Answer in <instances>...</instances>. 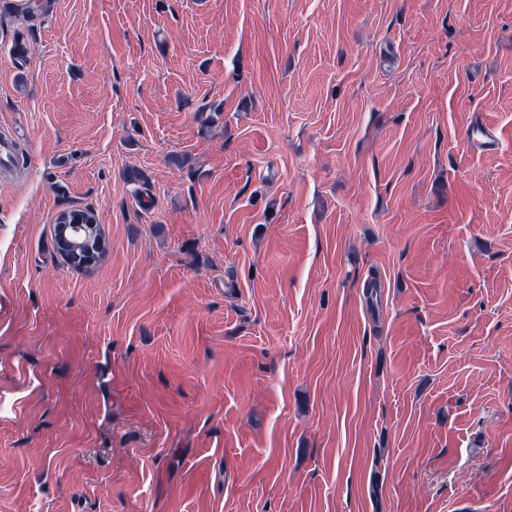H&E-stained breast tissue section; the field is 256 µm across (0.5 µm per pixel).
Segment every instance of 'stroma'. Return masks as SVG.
Wrapping results in <instances>:
<instances>
[{
	"label": "stroma",
	"mask_w": 512,
	"mask_h": 512,
	"mask_svg": "<svg viewBox=\"0 0 512 512\" xmlns=\"http://www.w3.org/2000/svg\"><path fill=\"white\" fill-rule=\"evenodd\" d=\"M23 2L0 512H512V0ZM469 140L472 143L477 142L481 151L486 153L497 151L502 144L498 132L484 125H472Z\"/></svg>",
	"instance_id": "stroma-1"
}]
</instances>
